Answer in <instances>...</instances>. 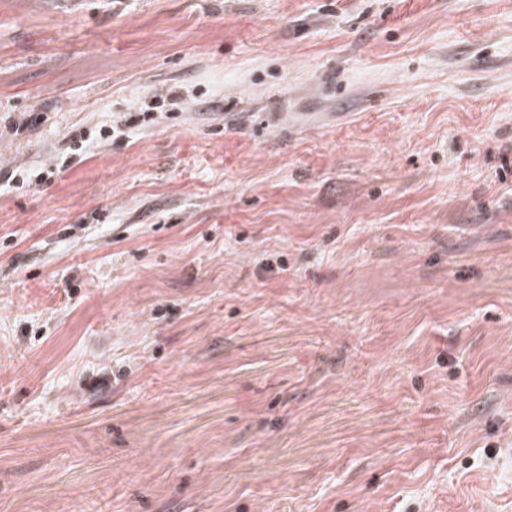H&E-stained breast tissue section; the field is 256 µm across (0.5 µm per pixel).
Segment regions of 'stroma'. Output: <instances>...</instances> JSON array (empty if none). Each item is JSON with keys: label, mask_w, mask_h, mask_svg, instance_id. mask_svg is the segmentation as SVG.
<instances>
[{"label": "stroma", "mask_w": 512, "mask_h": 512, "mask_svg": "<svg viewBox=\"0 0 512 512\" xmlns=\"http://www.w3.org/2000/svg\"><path fill=\"white\" fill-rule=\"evenodd\" d=\"M0 171V512H512V0H0Z\"/></svg>", "instance_id": "35a3bbf8"}]
</instances>
